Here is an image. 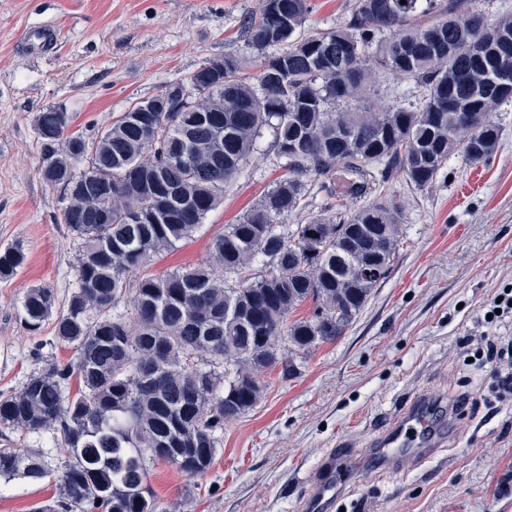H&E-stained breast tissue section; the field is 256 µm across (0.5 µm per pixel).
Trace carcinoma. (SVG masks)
I'll return each instance as SVG.
<instances>
[{
	"label": "carcinoma",
	"instance_id": "cac0c4a2",
	"mask_svg": "<svg viewBox=\"0 0 512 512\" xmlns=\"http://www.w3.org/2000/svg\"><path fill=\"white\" fill-rule=\"evenodd\" d=\"M422 2L355 0L336 27L304 34L309 0H265L245 22L263 55L254 76V56L226 57L224 88L174 98L168 112H124L93 137L68 132L60 108L38 113L39 175L63 188L76 282L60 307L53 289H28L24 323L36 334L54 318L77 359L0 393V427L47 432L64 457L46 512H159L148 463L206 474L264 375L300 373L389 276L401 243L391 179L424 189L451 156L476 165L497 151L491 113L512 102V15L460 13L450 0L421 24ZM380 69L414 83L415 107L373 109ZM266 131L285 174L260 203L203 262L130 283L219 207ZM338 173L361 200L353 210L333 203ZM313 189L326 194L321 212L309 210ZM304 210L303 223H280ZM24 259L22 245L1 247L0 279ZM52 474L41 454L0 448V477Z\"/></svg>",
	"mask_w": 512,
	"mask_h": 512
}]
</instances>
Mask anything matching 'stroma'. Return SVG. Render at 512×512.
Wrapping results in <instances>:
<instances>
[{
    "instance_id": "obj_1",
    "label": "stroma",
    "mask_w": 512,
    "mask_h": 512,
    "mask_svg": "<svg viewBox=\"0 0 512 512\" xmlns=\"http://www.w3.org/2000/svg\"><path fill=\"white\" fill-rule=\"evenodd\" d=\"M263 5L0 0V247L18 242L26 253L17 275L0 280V393L75 356L55 342L53 321L34 335L22 318L29 288L68 299L77 265L63 192L39 175L38 112L62 108L71 131L94 135L210 60L246 53L243 21ZM46 26L57 36L51 52L22 44L24 31ZM416 99L411 82L382 73L370 103L406 108ZM493 119L501 146L487 163L452 157L423 190L392 180L402 243L347 333L319 346L299 375L270 374L256 407L225 424L204 476L151 466L148 485L162 512H300L311 474L331 452L342 470L331 512H512V396L497 397L488 368L468 361L481 337H512V321L484 320L487 304L512 281V102ZM283 174L274 156L254 160L193 236L144 274L201 263L213 238ZM462 395L464 415H449V400ZM419 402L443 440L427 462L387 468L376 450ZM59 491L52 477L0 478V512H38Z\"/></svg>"
}]
</instances>
